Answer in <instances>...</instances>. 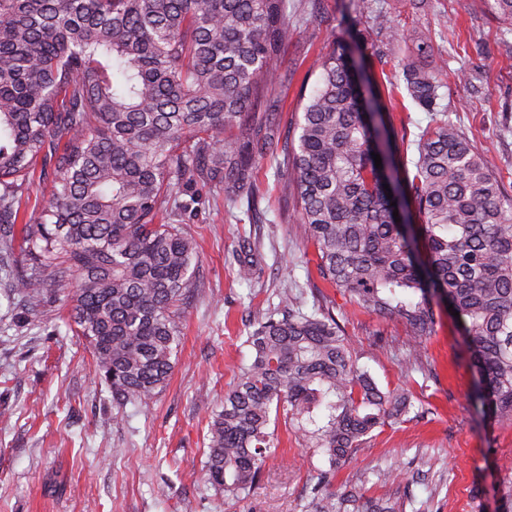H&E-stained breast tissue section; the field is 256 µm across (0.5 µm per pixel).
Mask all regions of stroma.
<instances>
[{
  "label": "stroma",
  "instance_id": "stroma-1",
  "mask_svg": "<svg viewBox=\"0 0 512 512\" xmlns=\"http://www.w3.org/2000/svg\"><path fill=\"white\" fill-rule=\"evenodd\" d=\"M377 2L404 42L390 45L361 0H316L314 14L299 20L283 55L288 88L274 106V136L256 161L255 210L227 206L220 189L180 194L196 207L182 220L197 246L196 286L171 376L149 404L113 403L85 340L71 330L64 297L43 315L0 287V512H307L325 462L299 447L285 425L275 430L277 453L250 497L224 498L206 484L204 465L209 416L251 360L247 336L281 293L307 292L318 277L313 244L303 241L299 225L279 219L288 174L278 163L301 115L299 96L315 84L320 52L335 41L353 47L411 159L417 134L435 117L389 94L394 57L477 75L473 86L450 81L439 109L512 196V25L495 16L493 0ZM426 38L434 57L417 52ZM243 263L252 267L245 278ZM326 294L379 386L409 391L426 410L424 418L376 431L341 470L336 494L350 490L363 501L408 493L406 512H503L512 486V425H488L476 408L470 351L446 304L434 306L427 376L408 373L402 361L412 342L403 321L359 312L336 289ZM389 465L403 481L361 483L365 473Z\"/></svg>",
  "mask_w": 512,
  "mask_h": 512
}]
</instances>
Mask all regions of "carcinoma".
<instances>
[{
    "label": "carcinoma",
    "instance_id": "carcinoma-1",
    "mask_svg": "<svg viewBox=\"0 0 512 512\" xmlns=\"http://www.w3.org/2000/svg\"><path fill=\"white\" fill-rule=\"evenodd\" d=\"M310 4L0 0V263L31 173L53 172L48 202L27 219L28 273L13 288L36 313L68 290L75 332L119 406L151 400L178 352L198 255L180 225L165 223L176 194L214 185L225 201L255 207L252 157L276 116L260 107L282 83L291 19ZM363 9L389 42L402 39L372 0ZM393 68L434 111L439 72L406 58ZM318 70L298 137L282 150L280 219L300 225L320 279L356 309L410 327V372L424 371L434 300L453 305L471 344L475 402L491 422L511 423L512 198L449 118L423 130L405 161L378 101L360 100L347 45L329 46ZM395 199L421 222L395 221ZM305 306L302 294H281L247 336L253 361L209 422L206 480L252 495L277 451L270 425L282 419L328 462L312 488L316 512H405L403 500L376 498L351 510L355 495L332 487L375 431L426 409L377 385L319 289Z\"/></svg>",
    "mask_w": 512,
    "mask_h": 512
}]
</instances>
